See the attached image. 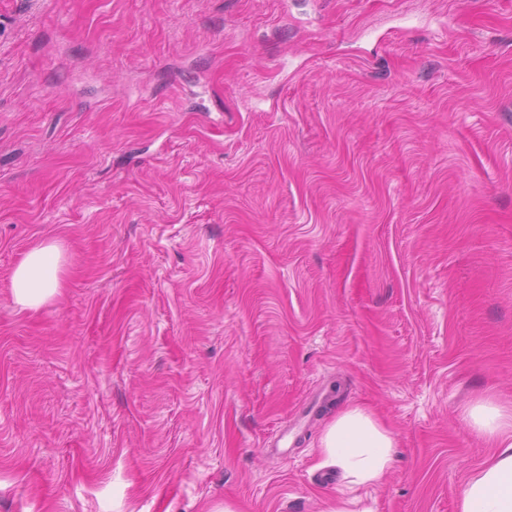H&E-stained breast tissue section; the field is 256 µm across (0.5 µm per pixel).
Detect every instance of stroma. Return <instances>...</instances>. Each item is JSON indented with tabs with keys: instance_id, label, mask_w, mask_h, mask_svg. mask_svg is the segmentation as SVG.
I'll list each match as a JSON object with an SVG mask.
<instances>
[{
	"instance_id": "1",
	"label": "stroma",
	"mask_w": 512,
	"mask_h": 512,
	"mask_svg": "<svg viewBox=\"0 0 512 512\" xmlns=\"http://www.w3.org/2000/svg\"><path fill=\"white\" fill-rule=\"evenodd\" d=\"M480 399L512 0H0V512H457ZM354 405L396 448L352 489L315 463ZM62 256L61 246L54 241L39 243L25 253L11 277V296L17 307L35 310L59 294Z\"/></svg>"
}]
</instances>
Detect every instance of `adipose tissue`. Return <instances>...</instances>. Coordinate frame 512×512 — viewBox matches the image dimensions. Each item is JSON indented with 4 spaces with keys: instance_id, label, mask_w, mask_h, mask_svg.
<instances>
[{
    "instance_id": "1",
    "label": "adipose tissue",
    "mask_w": 512,
    "mask_h": 512,
    "mask_svg": "<svg viewBox=\"0 0 512 512\" xmlns=\"http://www.w3.org/2000/svg\"><path fill=\"white\" fill-rule=\"evenodd\" d=\"M63 252L54 241L33 246L15 267L11 296L23 310H35L59 293ZM479 435L493 440L496 453L467 482L458 512H512V413L480 401L467 412ZM394 438L369 410L348 407L325 425L317 466L338 471L355 486L378 482L389 467Z\"/></svg>"
}]
</instances>
